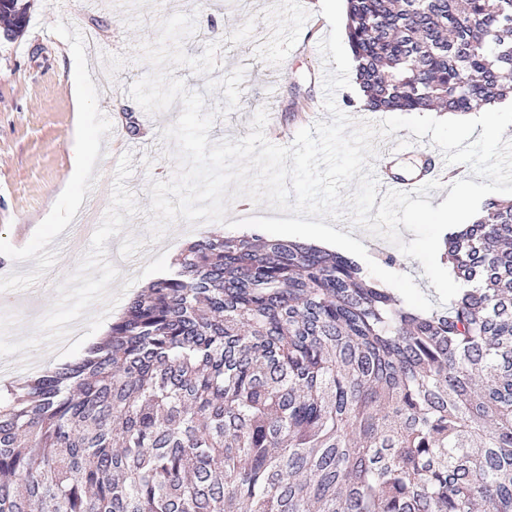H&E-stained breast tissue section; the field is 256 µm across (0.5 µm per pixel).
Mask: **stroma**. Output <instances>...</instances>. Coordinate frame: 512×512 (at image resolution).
<instances>
[{"instance_id": "35a3bbf8", "label": "stroma", "mask_w": 512, "mask_h": 512, "mask_svg": "<svg viewBox=\"0 0 512 512\" xmlns=\"http://www.w3.org/2000/svg\"><path fill=\"white\" fill-rule=\"evenodd\" d=\"M23 36L0 37V386L79 359L105 335L127 300L168 270L183 245L205 231L231 234L232 221L272 217L240 198L225 222L171 223L150 241L149 185L170 179L174 145L161 132L181 114L146 113L129 95L149 74L143 42L175 12L192 14L208 41L220 43L214 78L244 68L237 107L217 118L209 138L242 139L253 115L267 109L266 139L290 145L301 128L331 121L320 80L328 65L320 41L330 26L319 0H31ZM87 76L85 99L69 85V59ZM112 95L96 92L100 72ZM86 130L100 151L74 174L70 147ZM392 170L410 178L424 160L441 161L431 136L402 129ZM377 263L413 277L432 304L437 291L420 261L346 220Z\"/></svg>"}]
</instances>
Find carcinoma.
Wrapping results in <instances>:
<instances>
[{"label": "carcinoma", "mask_w": 512, "mask_h": 512, "mask_svg": "<svg viewBox=\"0 0 512 512\" xmlns=\"http://www.w3.org/2000/svg\"><path fill=\"white\" fill-rule=\"evenodd\" d=\"M366 111L512 94V0H346ZM420 311L312 244L210 232L79 360L0 388V512H512V203Z\"/></svg>", "instance_id": "1"}]
</instances>
